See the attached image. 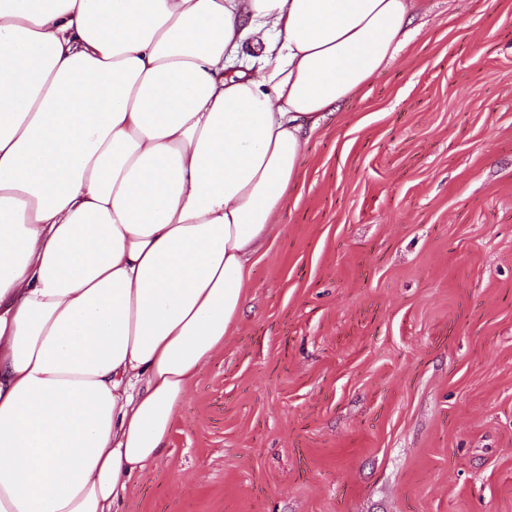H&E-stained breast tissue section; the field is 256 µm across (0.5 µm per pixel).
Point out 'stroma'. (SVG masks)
I'll return each mask as SVG.
<instances>
[{
    "label": "stroma",
    "instance_id": "1",
    "mask_svg": "<svg viewBox=\"0 0 512 512\" xmlns=\"http://www.w3.org/2000/svg\"><path fill=\"white\" fill-rule=\"evenodd\" d=\"M326 114L118 512H512V0H416Z\"/></svg>",
    "mask_w": 512,
    "mask_h": 512
}]
</instances>
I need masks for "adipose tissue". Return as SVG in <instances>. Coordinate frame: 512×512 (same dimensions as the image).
Wrapping results in <instances>:
<instances>
[{"label": "adipose tissue", "instance_id": "ef3b65f1", "mask_svg": "<svg viewBox=\"0 0 512 512\" xmlns=\"http://www.w3.org/2000/svg\"><path fill=\"white\" fill-rule=\"evenodd\" d=\"M411 9L0 0V512H113L162 457L304 142Z\"/></svg>", "mask_w": 512, "mask_h": 512}]
</instances>
